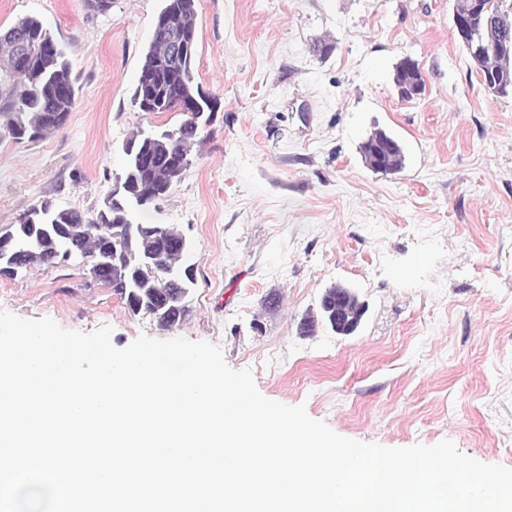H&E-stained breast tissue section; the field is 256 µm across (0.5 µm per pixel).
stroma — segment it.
Listing matches in <instances>:
<instances>
[{
	"mask_svg": "<svg viewBox=\"0 0 512 512\" xmlns=\"http://www.w3.org/2000/svg\"><path fill=\"white\" fill-rule=\"evenodd\" d=\"M164 0H0V29L40 18L71 64L66 123L0 141V226L43 198L96 213L148 124L131 101ZM453 0H199L194 74L219 100L205 143L160 203L191 247L185 321L159 329L78 262L0 276V309L61 327L219 345L259 391L337 434L387 447L448 439L512 468V95L489 92L457 40ZM331 40L319 58L313 47ZM415 61L425 93L399 99ZM406 165L368 169L374 129ZM355 291L359 328L303 336L325 288ZM272 307H265L269 296Z\"/></svg>",
	"mask_w": 512,
	"mask_h": 512,
	"instance_id": "stroma-1",
	"label": "stroma"
}]
</instances>
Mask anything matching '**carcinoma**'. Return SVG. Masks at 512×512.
<instances>
[{"mask_svg": "<svg viewBox=\"0 0 512 512\" xmlns=\"http://www.w3.org/2000/svg\"><path fill=\"white\" fill-rule=\"evenodd\" d=\"M489 9L472 28L457 35L483 82L495 81L498 94L512 93V4L483 0ZM197 0H165L155 32L144 53L132 100L148 114L176 112L182 121L172 128L156 125L131 131L123 143L125 156L120 188L109 193L93 217L76 208H60L45 198L0 227V267L9 263L24 271L32 265L55 264L65 250L79 260L89 281L93 264L112 260V289L131 311L153 319L163 330L180 325L188 312L194 281L179 277L190 248L173 224L148 219L189 166L191 149L203 143L204 127L219 110L218 98L195 80L197 41L187 52L180 42L197 35ZM394 79L404 88L403 100L423 95L419 68L407 59ZM76 79L65 53L43 22L26 17L0 30V140L41 141L59 130L75 104ZM364 164L382 174L405 167L403 145L383 129L360 146ZM366 305L350 288L325 289L319 312L300 323V334L312 336L319 326L339 335L362 318Z\"/></svg>", "mask_w": 512, "mask_h": 512, "instance_id": "carcinoma-1", "label": "carcinoma"}]
</instances>
